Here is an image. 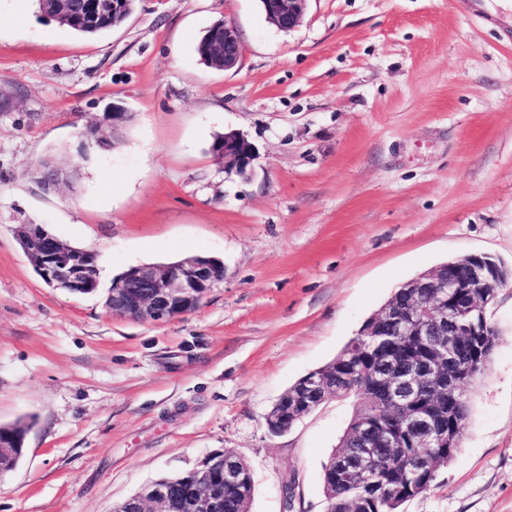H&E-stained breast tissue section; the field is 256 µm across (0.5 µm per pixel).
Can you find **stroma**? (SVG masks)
Wrapping results in <instances>:
<instances>
[{
  "label": "stroma",
  "mask_w": 512,
  "mask_h": 512,
  "mask_svg": "<svg viewBox=\"0 0 512 512\" xmlns=\"http://www.w3.org/2000/svg\"><path fill=\"white\" fill-rule=\"evenodd\" d=\"M220 21L242 43L226 71L195 51ZM116 103L132 119L104 152L84 132ZM230 130L256 148L247 176L210 151ZM19 224L95 250L97 293L48 287ZM474 253L512 265V22L482 0H309L287 33L258 0H136L95 37L0 0V423L35 420L0 512H111L225 451L250 512H282L292 474L293 512H325L355 399L281 435L267 413L403 284ZM196 255L224 264L196 310L106 307L129 268ZM488 317L461 445L401 512H512V282Z\"/></svg>",
  "instance_id": "1"
}]
</instances>
